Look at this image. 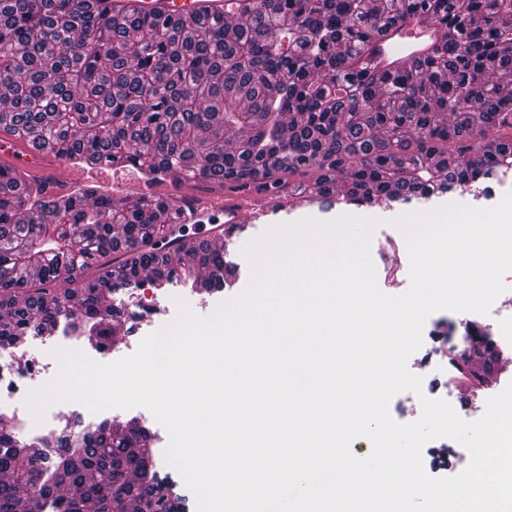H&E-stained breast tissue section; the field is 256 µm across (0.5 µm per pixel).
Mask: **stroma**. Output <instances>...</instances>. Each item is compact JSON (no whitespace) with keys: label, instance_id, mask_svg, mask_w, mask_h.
I'll return each mask as SVG.
<instances>
[{"label":"stroma","instance_id":"stroma-1","mask_svg":"<svg viewBox=\"0 0 512 512\" xmlns=\"http://www.w3.org/2000/svg\"><path fill=\"white\" fill-rule=\"evenodd\" d=\"M64 174L74 185L93 182L108 188L112 197L121 203L125 202L127 186L135 176L134 171L131 170L114 171L104 168L89 171L72 166L66 167ZM508 192H512V171L498 174L493 178L472 185L468 189L458 188L428 199L414 197L407 201L392 203L391 207L388 208L354 206L335 201L323 207H315L310 216L322 222H329L343 215L377 219L378 224L373 229L369 240V250L374 253L389 247L391 242L403 239V231L395 224L396 218L401 215L429 212L452 204L469 207H490L495 205L502 195ZM251 275L252 266L249 260L242 256L239 257L237 265L230 268L232 287L224 288L221 291L198 293L179 279L173 280L161 291L147 282L141 283L136 288L119 291L113 295L112 302L118 306L121 312L120 322L124 335L120 343L103 350L73 337L69 338L68 343L70 347L80 350L86 357L96 362L110 363L116 361L134 353L145 336L161 329L164 323L173 322L177 318L176 298H183L191 311L196 312L204 309L212 313L215 312L221 302L244 292L249 285ZM155 302L160 303L163 309V319L152 321L146 316L137 314V305L148 306ZM103 418L108 422L115 420L125 422L133 419L140 427L148 430L151 435L150 448L153 460L160 475L169 477L176 490L187 495L189 507H196L197 501L195 498L189 497V489L181 475L165 460V450L169 442L168 433L147 408L108 409L105 410Z\"/></svg>","mask_w":512,"mask_h":512}]
</instances>
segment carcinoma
Wrapping results in <instances>:
<instances>
[{"label": "carcinoma", "instance_id": "cac0c4a2", "mask_svg": "<svg viewBox=\"0 0 512 512\" xmlns=\"http://www.w3.org/2000/svg\"><path fill=\"white\" fill-rule=\"evenodd\" d=\"M447 29L415 70L374 83L372 43ZM512 0H235L187 26L96 14L90 0H0V122L72 166L149 184L271 187L355 205L445 193L512 167ZM180 211L152 193L114 206L0 175V349L65 333L116 343L105 295L178 275L224 288V251L162 249ZM103 423L50 457L0 414V512H185L148 434Z\"/></svg>", "mask_w": 512, "mask_h": 512}]
</instances>
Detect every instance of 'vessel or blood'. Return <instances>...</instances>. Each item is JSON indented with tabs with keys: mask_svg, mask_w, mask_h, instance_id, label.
Wrapping results in <instances>:
<instances>
[{
	"mask_svg": "<svg viewBox=\"0 0 512 512\" xmlns=\"http://www.w3.org/2000/svg\"><path fill=\"white\" fill-rule=\"evenodd\" d=\"M92 7L112 16L134 12L149 18L166 16L190 23L204 16L223 14L224 0H93ZM428 31V25L423 24L392 30L380 37L377 44L390 63L377 69V77L414 69L417 59L425 52L419 39ZM44 157V150L34 142L0 130L1 169L22 170L44 178L48 175ZM175 206L181 211L182 224L193 225L199 238L223 245L229 252L237 248L242 234L260 218L280 213L286 206L293 210H308L313 208L314 202L296 198L285 206L274 191L260 193L244 187L225 199L199 196L176 201Z\"/></svg>",
	"mask_w": 512,
	"mask_h": 512,
	"instance_id": "1",
	"label": "vessel or blood"
}]
</instances>
